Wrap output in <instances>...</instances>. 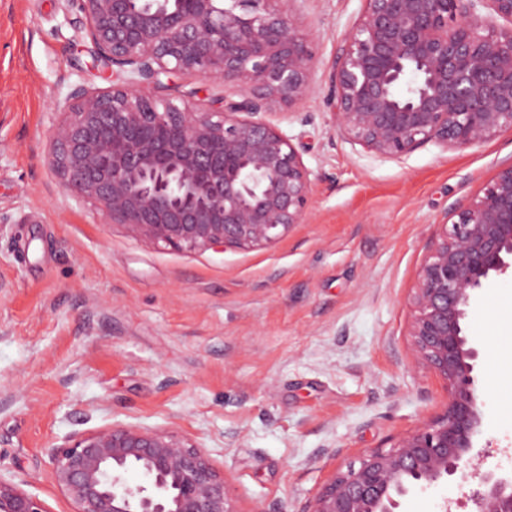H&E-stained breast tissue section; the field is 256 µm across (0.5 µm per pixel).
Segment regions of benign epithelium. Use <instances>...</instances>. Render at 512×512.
Segmentation results:
<instances>
[{"label":"benign epithelium","instance_id":"7a95c632","mask_svg":"<svg viewBox=\"0 0 512 512\" xmlns=\"http://www.w3.org/2000/svg\"><path fill=\"white\" fill-rule=\"evenodd\" d=\"M77 2L95 58L118 70L110 87L82 88L59 109L48 157L63 187L130 236L189 252L264 247L304 223L311 171L258 117L311 93L296 0ZM364 2L329 74L327 106L346 140L399 160L512 130V0ZM173 72L235 85L243 98L221 111L180 107L164 96ZM509 271L512 159L452 210L418 275L410 336L415 359L445 384L441 412L333 476L305 512H395L411 490L461 468L481 420L478 351L463 321L475 294ZM48 457L74 512H240L210 454L174 431L73 433ZM479 486L476 512H512V476L481 474ZM0 512L49 510L0 474Z\"/></svg>","mask_w":512,"mask_h":512}]
</instances>
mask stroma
Returning a JSON list of instances; mask_svg holds the SVG:
<instances>
[{"mask_svg":"<svg viewBox=\"0 0 512 512\" xmlns=\"http://www.w3.org/2000/svg\"><path fill=\"white\" fill-rule=\"evenodd\" d=\"M312 92L280 117L311 170L307 223L273 244L186 252L103 223L48 159L57 107L106 88L74 0H0V474L74 512L47 450L114 424L206 448L240 512H302L335 473L436 417L446 389L414 362L413 293L431 240L512 158V132L378 157L335 132L324 99L363 0H297ZM174 81L217 109L238 87ZM481 425L470 465L398 512H474L477 473L512 471V275L471 300Z\"/></svg>","mask_w":512,"mask_h":512,"instance_id":"1","label":"stroma"}]
</instances>
